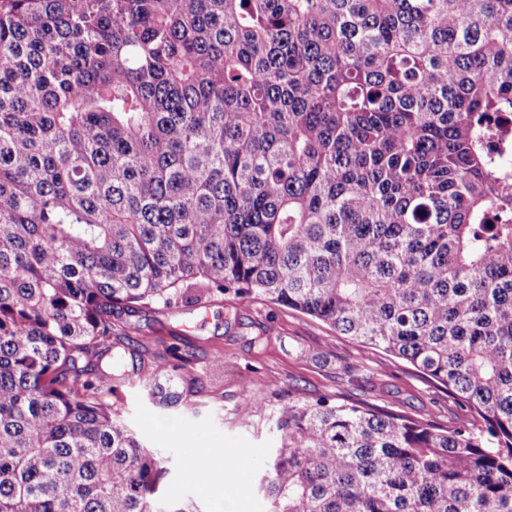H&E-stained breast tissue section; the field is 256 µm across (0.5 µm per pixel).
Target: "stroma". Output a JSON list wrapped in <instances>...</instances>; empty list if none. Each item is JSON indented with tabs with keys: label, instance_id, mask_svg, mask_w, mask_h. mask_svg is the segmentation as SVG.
<instances>
[{
	"label": "stroma",
	"instance_id": "stroma-1",
	"mask_svg": "<svg viewBox=\"0 0 512 512\" xmlns=\"http://www.w3.org/2000/svg\"><path fill=\"white\" fill-rule=\"evenodd\" d=\"M133 322L147 339L161 337L189 352L177 371L171 362L144 356L143 376L182 392L183 399L163 407L142 377L133 376L119 384L113 402L147 446L166 452L163 491L194 499L201 512H225L229 488L232 512H266L257 481L277 437L267 429L265 409L292 397L328 393L443 426L471 419L466 407L405 361L262 299L244 301L228 292L199 307ZM217 355L223 358L218 365ZM194 376L202 384L188 385ZM213 448L231 454L213 460L208 473L196 474L198 460Z\"/></svg>",
	"mask_w": 512,
	"mask_h": 512
}]
</instances>
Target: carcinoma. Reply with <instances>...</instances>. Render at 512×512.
Returning a JSON list of instances; mask_svg holds the SVG:
<instances>
[{
  "label": "carcinoma",
  "mask_w": 512,
  "mask_h": 512,
  "mask_svg": "<svg viewBox=\"0 0 512 512\" xmlns=\"http://www.w3.org/2000/svg\"><path fill=\"white\" fill-rule=\"evenodd\" d=\"M511 117L512 0H0V512H199L112 317L226 290L473 417L271 408L267 512H512Z\"/></svg>",
  "instance_id": "obj_1"
}]
</instances>
